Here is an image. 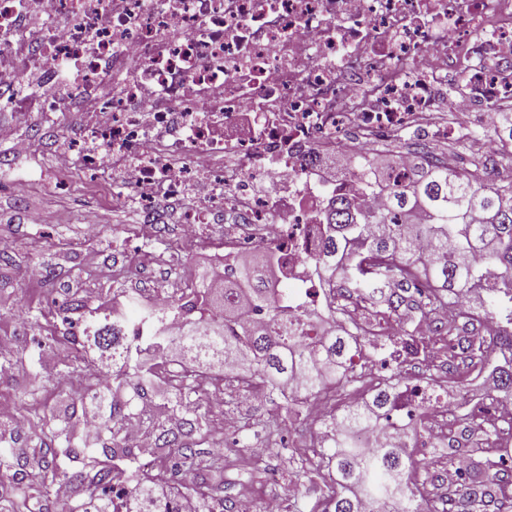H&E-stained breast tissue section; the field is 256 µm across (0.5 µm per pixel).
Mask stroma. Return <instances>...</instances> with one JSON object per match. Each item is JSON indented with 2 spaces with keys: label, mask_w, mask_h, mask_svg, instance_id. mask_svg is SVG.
Listing matches in <instances>:
<instances>
[{
  "label": "stroma",
  "mask_w": 512,
  "mask_h": 512,
  "mask_svg": "<svg viewBox=\"0 0 512 512\" xmlns=\"http://www.w3.org/2000/svg\"><path fill=\"white\" fill-rule=\"evenodd\" d=\"M75 113H32L28 125L20 127L19 136L37 134L44 146L35 155H18L8 143H0V238L12 244L9 264L0 265V339L10 340L14 352L10 357L12 375L0 378V399L12 401L26 417L23 426L14 428L17 448L28 459L26 473L35 472L39 459L30 438L35 434L32 392L63 393L74 403L77 413L72 422L77 429L74 444H82L86 436L79 431L80 415L90 402L89 387L82 373L72 375L69 387H59L52 376L58 367L40 356V349L29 329L13 320L18 307L35 302L50 306L76 293L84 300L86 313L102 310L124 313L128 310V295H137L141 305H149L158 288H173L194 278L209 260L208 238L232 231L231 222L207 224L204 240L182 242L180 213L182 206L175 201L163 202L167 215L157 237L137 239L131 233L142 219L138 205L118 208L112 204L111 185L92 180L78 168L61 171L52 157L60 132L73 125ZM388 148L392 152L415 153L425 150L463 167L476 155L473 144L458 148L454 140H436L428 133H411L393 138ZM45 213L43 223L27 221L30 211ZM96 213L99 233L86 235L83 219ZM269 403L242 404L226 408L212 407V419L232 420L233 425L222 432L212 433L202 452L222 449L224 467L215 479L223 483L225 495L238 499L249 496L254 512H263L270 499L280 502L297 498L308 503L322 502L318 486L298 476L290 459L291 449L310 450L316 440L320 423L307 416L301 426L282 430V443H275L271 431L276 422L270 415ZM245 431H238V424ZM266 449L258 458L252 451ZM26 473L17 469H0V495L20 498L27 491Z\"/></svg>",
  "instance_id": "1"
}]
</instances>
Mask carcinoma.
Here are the masks:
<instances>
[{
  "label": "carcinoma",
  "instance_id": "obj_1",
  "mask_svg": "<svg viewBox=\"0 0 512 512\" xmlns=\"http://www.w3.org/2000/svg\"><path fill=\"white\" fill-rule=\"evenodd\" d=\"M502 121L490 137L499 152H512V115ZM357 170L370 188L389 195L390 209L383 214H359L343 197L329 201L324 211L325 236L321 242V270L329 274V306L341 315L325 321L296 308L282 270L288 268V244L274 240L254 259L230 267L215 279L202 270L176 288L177 300L169 312L182 319L181 337L171 338L162 317L147 310L135 318L125 314L94 316L83 324L86 336L73 331L72 315L83 307L76 296L55 306L60 336H45L39 345L65 341L78 347L84 340L99 351V360L83 361L112 368L106 392L94 391L93 399L105 405L100 459L92 467H75L83 449L71 444L66 428L67 412L51 409L37 426L42 444L63 438L64 448H48L38 460L43 476L34 493L20 502L0 503V512H35V505L52 496L59 481L89 489L80 512H111L112 493L121 483L124 512H235L236 501L224 495V486L205 482L191 487L172 479L158 492L141 480L134 467L136 454L119 441L123 424L138 420L155 428L166 415H181L189 426L183 437L157 435L152 448L159 471L175 476L199 474L218 467L219 458L206 457L188 438L196 434L204 441L209 429L207 415L199 414V398L224 405V387L259 384L282 398V408L291 421L305 418L306 401L328 396L356 381L354 356L360 335L336 327V323L358 326L345 312V304L356 303L374 319L387 321L401 310L405 323L391 341L402 345L406 355H429L432 348L417 336L416 321L468 298L458 317L467 325L484 318L496 326L487 340L471 336L457 326L441 327L446 336L448 369L462 360L467 366H487L500 354L503 363L494 366L496 397L512 402V179L499 183L482 177L487 160L473 159L470 168L458 169L445 160L420 154L403 178L391 176V168L369 169L356 160ZM481 252L485 264L473 261ZM177 350L196 368H182L174 396L152 401L151 379L166 371L170 354ZM406 372L397 366L377 385L372 397L342 413H331L339 433L330 443L317 442L312 454L293 458L298 472L322 483L328 508L325 512H438L440 500L425 498V486L438 483L440 475L431 462L417 461L400 441L373 449L359 445V435L406 406L401 382ZM295 386L289 398L288 386ZM505 477L491 485L467 486L448 491L458 497L461 512H486L489 506H505L512 499Z\"/></svg>",
  "mask_w": 512,
  "mask_h": 512
}]
</instances>
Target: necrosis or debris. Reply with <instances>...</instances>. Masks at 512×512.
Here are the masks:
<instances>
[{
  "instance_id": "4bbe7bcc",
  "label": "necrosis or debris",
  "mask_w": 512,
  "mask_h": 512,
  "mask_svg": "<svg viewBox=\"0 0 512 512\" xmlns=\"http://www.w3.org/2000/svg\"><path fill=\"white\" fill-rule=\"evenodd\" d=\"M509 99L512 0H0V112L80 113L58 161L132 188L145 232L163 198L182 202L193 241L226 213L247 225L212 247V276L287 240L288 285L319 314L328 199L387 207L347 161L379 165V134L419 115L449 106L465 121ZM432 411L465 413L452 389L360 440L396 442Z\"/></svg>"
}]
</instances>
